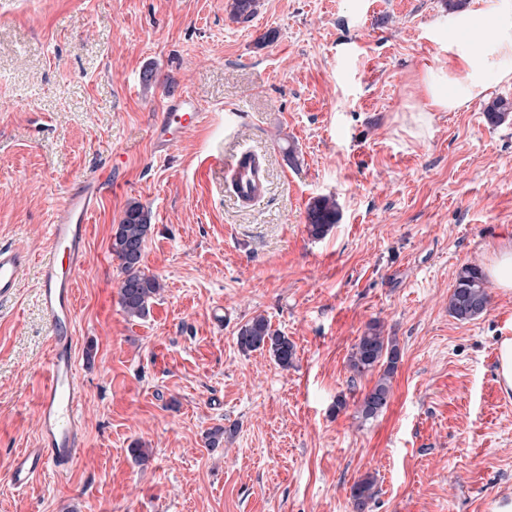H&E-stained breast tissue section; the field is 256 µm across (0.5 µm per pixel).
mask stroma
<instances>
[{"instance_id":"stroma-1","label":"stroma","mask_w":512,"mask_h":512,"mask_svg":"<svg viewBox=\"0 0 512 512\" xmlns=\"http://www.w3.org/2000/svg\"><path fill=\"white\" fill-rule=\"evenodd\" d=\"M231 2L0 0V244L30 256L0 303V512H353L367 475L369 512H493L512 501V395L496 376L512 290L490 283L468 322L448 297L464 264L487 268L512 241V118L489 124L479 99L417 133L421 76L448 65L430 36L446 0H257L245 21ZM181 89L204 125L154 158L156 111ZM247 148L269 190L244 208L225 178ZM102 172L75 283L84 447L19 491L6 475L38 441L48 226L61 194ZM321 195L340 219L317 240L306 211ZM133 201L152 212L141 267L163 286L140 318L119 304L111 251ZM258 314L294 343L288 369L239 350ZM373 322L401 359L365 420L378 376L352 378L348 358ZM375 494V482L373 478L366 476L357 481L350 490L354 512H366Z\"/></svg>"}]
</instances>
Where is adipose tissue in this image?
<instances>
[{
    "instance_id": "obj_1",
    "label": "adipose tissue",
    "mask_w": 512,
    "mask_h": 512,
    "mask_svg": "<svg viewBox=\"0 0 512 512\" xmlns=\"http://www.w3.org/2000/svg\"><path fill=\"white\" fill-rule=\"evenodd\" d=\"M478 27L490 29L491 35L477 46L470 35ZM431 30L447 49L449 64L423 73L429 103L416 117L419 124H426L431 113L458 111L486 98L493 87L512 84V0H500L491 15L468 8L437 18Z\"/></svg>"
}]
</instances>
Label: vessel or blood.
<instances>
[{"label": "vessel or blood", "mask_w": 512, "mask_h": 512, "mask_svg": "<svg viewBox=\"0 0 512 512\" xmlns=\"http://www.w3.org/2000/svg\"><path fill=\"white\" fill-rule=\"evenodd\" d=\"M202 122L203 111L196 97L186 91L167 95L152 125V155L167 157L182 135ZM231 174L241 203L265 195L266 181L257 155L241 152ZM106 185L103 174L80 180L63 196L48 226V249L41 261L38 290L49 330L47 383L38 407L39 444L18 453L8 472L9 483L18 490L29 487L47 470H69L83 447L85 392L76 372L74 283L91 264L86 247L88 218L99 206ZM28 261L25 249L0 245V302L14 295Z\"/></svg>", "instance_id": "vessel-or-blood-1"}]
</instances>
